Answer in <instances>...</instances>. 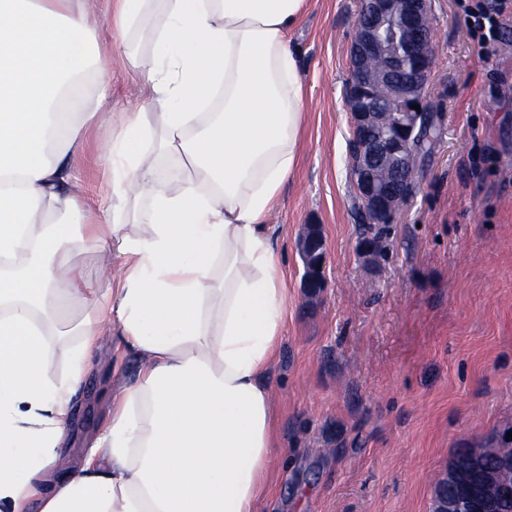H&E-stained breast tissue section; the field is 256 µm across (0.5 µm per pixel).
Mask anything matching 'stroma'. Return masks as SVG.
<instances>
[{
	"label": "stroma",
	"mask_w": 512,
	"mask_h": 512,
	"mask_svg": "<svg viewBox=\"0 0 512 512\" xmlns=\"http://www.w3.org/2000/svg\"><path fill=\"white\" fill-rule=\"evenodd\" d=\"M359 0H311L291 35L308 112L304 147L273 223L288 286V328L268 380L280 443L257 512H434L435 483L460 448L512 427V22L496 57L480 60L456 0H432L435 45L425 97L441 135L422 156L415 192L382 239L365 231L348 178L349 47ZM153 61L148 34L113 49L93 88L122 115ZM91 127L72 172L86 207L103 203ZM325 239L326 286H303L299 240ZM138 362L118 337L100 349L73 405L63 458L78 464L110 418L112 392Z\"/></svg>",
	"instance_id": "stroma-1"
}]
</instances>
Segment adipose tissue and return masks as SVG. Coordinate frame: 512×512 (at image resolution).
Segmentation results:
<instances>
[{
  "instance_id": "1",
  "label": "adipose tissue",
  "mask_w": 512,
  "mask_h": 512,
  "mask_svg": "<svg viewBox=\"0 0 512 512\" xmlns=\"http://www.w3.org/2000/svg\"><path fill=\"white\" fill-rule=\"evenodd\" d=\"M0 0V512H256L279 446L267 377L288 288L269 218L297 168L306 94L288 33L310 0ZM150 34L148 106L120 121L57 104L110 78L99 26ZM108 125L106 209L88 213L67 159ZM175 155L158 179L151 150ZM138 234L121 216L140 199ZM84 223L69 225L75 215ZM73 247L115 245L99 295ZM223 262L215 274V262ZM92 315L67 378L48 367L69 304ZM139 368L81 463L61 461L73 398L110 328Z\"/></svg>"
}]
</instances>
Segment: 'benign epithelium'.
<instances>
[{"label": "benign epithelium", "instance_id": "obj_1", "mask_svg": "<svg viewBox=\"0 0 512 512\" xmlns=\"http://www.w3.org/2000/svg\"><path fill=\"white\" fill-rule=\"evenodd\" d=\"M431 0H362L349 53L346 99L352 140L349 176L366 223L394 222L415 187L417 144L428 106L424 92L434 45L429 25ZM419 106L420 110L413 109ZM304 287H325V240L310 228L301 243ZM490 449L468 448L448 465L455 488L440 512H499L512 498L502 473L512 457L487 463Z\"/></svg>", "mask_w": 512, "mask_h": 512}]
</instances>
